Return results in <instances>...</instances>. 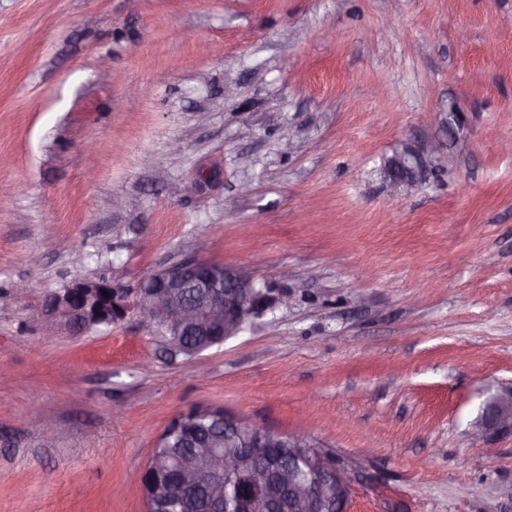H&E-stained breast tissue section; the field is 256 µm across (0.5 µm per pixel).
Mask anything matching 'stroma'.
<instances>
[{"mask_svg":"<svg viewBox=\"0 0 512 512\" xmlns=\"http://www.w3.org/2000/svg\"><path fill=\"white\" fill-rule=\"evenodd\" d=\"M508 141L512 0H0V512H147L197 407L304 427L346 512H512V433L469 435L512 384ZM188 258L280 302L190 360L44 325ZM393 164L397 166L396 168L399 173L397 176L390 179L391 188L395 192H400L413 185L410 182L408 175L424 173L422 167L427 168L424 162L423 153H420V151L410 147H405V149L398 153ZM152 455L155 467L150 468L149 462L145 472L150 469L155 480L160 483L172 477V470L180 462L182 466L198 467L203 461L200 448L181 445L175 436L167 438L162 443L158 442Z\"/></svg>","mask_w":512,"mask_h":512,"instance_id":"obj_1","label":"stroma"}]
</instances>
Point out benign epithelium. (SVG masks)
<instances>
[{
  "label": "benign epithelium",
  "mask_w": 512,
  "mask_h": 512,
  "mask_svg": "<svg viewBox=\"0 0 512 512\" xmlns=\"http://www.w3.org/2000/svg\"><path fill=\"white\" fill-rule=\"evenodd\" d=\"M398 175L391 178V188L400 192L412 186L409 176L423 172V154L407 147L395 157ZM200 290L201 301L189 303L183 289ZM108 290L109 296L99 297ZM276 302L271 289L259 287L247 266H226L189 259L166 267L144 279L133 293L110 282L78 280L61 292L48 295L42 313L48 326L62 325L73 335H82L100 326L123 321L132 309L145 315L153 324L165 329L178 343L182 336H222L229 339L243 332L254 319L264 315ZM215 438L233 443L236 451L215 449L207 444L201 468H181L178 476L157 495L168 499L184 496L187 489L209 483V499L218 505L223 501L222 487L214 477L232 475L250 468L274 480L285 494L288 512H324L330 493L347 501L349 486L336 465L310 450L301 434H278L265 425L221 413L211 416ZM502 432L512 433V388L489 398L474 422L473 435L486 439ZM278 443L301 455L310 474L308 483L300 485L292 478L291 467L281 456L266 452ZM224 512H256V498L243 487L235 495L234 505H224Z\"/></svg>",
  "instance_id": "benign-epithelium-1"
}]
</instances>
